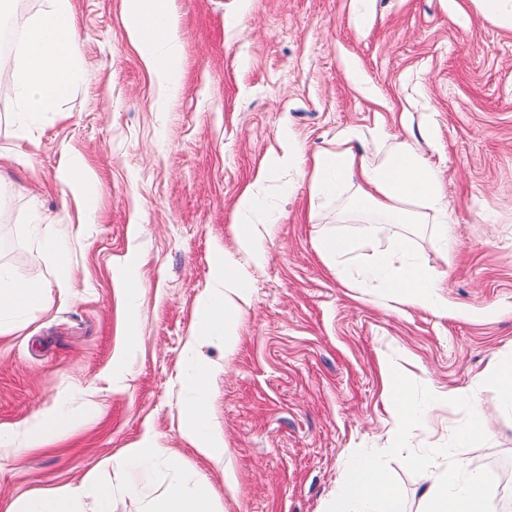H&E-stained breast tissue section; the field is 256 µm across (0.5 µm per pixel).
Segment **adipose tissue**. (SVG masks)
Wrapping results in <instances>:
<instances>
[{
    "mask_svg": "<svg viewBox=\"0 0 512 512\" xmlns=\"http://www.w3.org/2000/svg\"><path fill=\"white\" fill-rule=\"evenodd\" d=\"M127 32L139 50L144 67L160 89H168L180 50V37L170 10V0H123ZM20 33L14 62H1L0 74L11 73L20 98V118L15 137H29L28 122L57 111L68 93L77 57L78 28L72 0H47L35 17L12 16ZM357 134L343 132L335 148L313 155L308 168L297 167V143L290 133L280 137L281 151L262 167L254 181L246 185L234 203L232 235L237 254L260 260V232L254 219L265 208L260 187L280 172L297 169L300 179L309 181L310 210H317L323 198L335 194L344 183H352L355 193L351 208L359 214L375 213L396 223L419 224L424 213L434 223L448 221V205L433 172L411 142L396 140L376 143L380 161H372L354 148ZM376 227H368L365 240L353 242L340 236L322 238L319 248L336 265V274L361 281H378L389 302L425 307L447 315L448 302L440 292L437 273L420 264L407 240H399L386 251H372L367 240ZM235 253V254H236ZM233 256V255H232ZM222 255L215 268L214 286L200 302L196 334L219 338L233 347L238 336V319L251 294L249 281L232 259ZM211 370L196 359H188L183 386L189 396L180 407L179 429L193 448L207 461L224 471L228 489L238 487V474L224 464V439L212 425L207 381ZM76 419L63 407L55 406L34 414L10 433H0V456L17 457L26 450L41 448L49 441L71 434ZM425 487L427 512H489L482 480L458 478L454 469H441L427 455L409 457ZM177 461L155 441L152 431L126 448L115 467L118 480L93 476L76 486H65L35 498L15 503L10 512H78L77 504L93 498L97 512H111L116 493H144V484L128 480L131 470L146 474L159 468H176ZM158 512H214L210 492L201 483L171 485ZM327 512H403L402 501L386 472L367 455L349 456L339 475V490Z\"/></svg>",
    "mask_w": 512,
    "mask_h": 512,
    "instance_id": "1",
    "label": "adipose tissue"
}]
</instances>
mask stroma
Segmentation results:
<instances>
[{
	"mask_svg": "<svg viewBox=\"0 0 512 512\" xmlns=\"http://www.w3.org/2000/svg\"><path fill=\"white\" fill-rule=\"evenodd\" d=\"M73 5L74 83L30 140L15 138L17 90L0 80V268L51 296L0 333V430L61 401L81 416L91 397L104 413L0 459V510L80 484L149 427L179 467L157 470L148 497H115L112 512H147L182 480L205 483L217 512H325L354 451L388 471L405 512H422L407 459L446 447L483 475L491 512H512V486L501 488L496 472L512 468V411L491 375L512 358V30L473 0H171L182 48L178 89L162 96L128 37L122 0ZM284 127L303 165L349 128L418 149L443 186L448 237L435 224H388L376 245L408 237L438 273L448 314L392 304L382 289L337 276L319 242L361 236L363 223L336 219L351 190L312 213L308 182L267 184L275 224L261 241L265 261L244 265L253 295L238 342L198 348L212 367L225 459L240 477L232 493L179 431L180 373L215 256L233 247V203L279 152ZM77 161L89 173L88 207L61 192L60 175ZM37 210L48 221L36 235ZM62 225L73 230L70 292L55 287L42 245ZM125 275L142 283L135 297ZM390 367L428 405L426 425L399 441ZM463 390L476 394L485 428L457 448L469 419Z\"/></svg>",
	"mask_w": 512,
	"mask_h": 512,
	"instance_id": "1",
	"label": "stroma"
}]
</instances>
